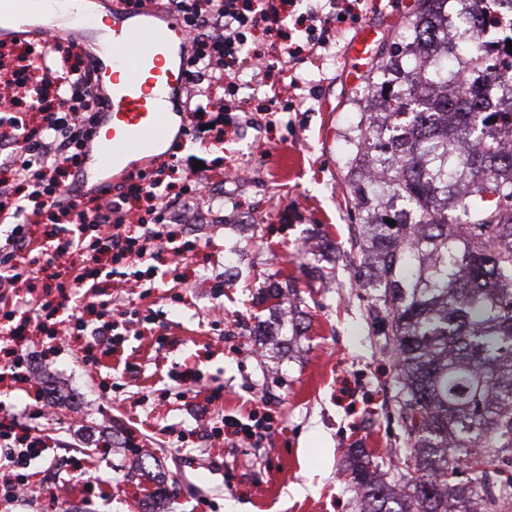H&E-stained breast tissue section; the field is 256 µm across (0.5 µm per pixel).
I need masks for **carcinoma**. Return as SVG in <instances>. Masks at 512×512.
<instances>
[{"label":"carcinoma","mask_w":512,"mask_h":512,"mask_svg":"<svg viewBox=\"0 0 512 512\" xmlns=\"http://www.w3.org/2000/svg\"><path fill=\"white\" fill-rule=\"evenodd\" d=\"M450 1L471 20L452 57L422 71L403 66L407 44H392L375 67L392 76L380 87L389 111L358 125L346 162L362 221L358 275L378 291L400 409L421 429L404 454L402 492L353 459L361 512H512V481L492 504L474 479L453 481L512 458V149L502 141L512 111L486 106L500 96L512 107V64L497 67L480 41L493 4L512 41V0H415L416 44L428 43ZM440 79L466 108L449 128L438 124L448 99L428 95ZM372 155L393 171L381 185L366 172Z\"/></svg>","instance_id":"carcinoma-1"}]
</instances>
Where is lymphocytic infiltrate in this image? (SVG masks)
I'll return each mask as SVG.
<instances>
[{
    "label": "lymphocytic infiltrate",
    "instance_id": "f902f5d3",
    "mask_svg": "<svg viewBox=\"0 0 512 512\" xmlns=\"http://www.w3.org/2000/svg\"><path fill=\"white\" fill-rule=\"evenodd\" d=\"M188 30L192 44L187 61L190 84L223 81L225 100L222 105L204 111H191L186 130L199 138L206 125L223 126L224 115L232 111L239 92L235 71L248 64L255 54L250 46L252 33L271 20L269 0H171ZM352 4L323 14L310 10L311 23L305 29V46L284 47L288 60H297L303 49L323 46L334 23L353 18ZM98 97L90 76L68 82L54 107L41 108L36 126L15 133L13 151L0 154V223L8 234L0 245V266L7 275L0 276V287L28 288L37 279V268L16 259L19 249L33 242L30 216L38 214L51 224L56 237L54 251L45 265L54 271L57 300H43L34 310L36 327L51 333L60 303L76 299L80 291H94L105 267L125 268L134 281L149 280L158 273L157 266L139 269L144 256L159 258L165 245L172 243L171 211L162 185L165 166L128 178L117 198L101 200L86 193L70 197L61 184L67 166H80L83 149L96 122ZM145 199L153 214L152 222H130L127 203L130 194ZM35 199V209H28L27 199ZM79 256L80 265L60 266L65 256ZM13 432L0 423V442L7 444V459L13 469L10 477L0 480V499L12 501L16 490L28 484L27 465L42 454L37 442L22 448L11 447Z\"/></svg>",
    "mask_w": 512,
    "mask_h": 512
}]
</instances>
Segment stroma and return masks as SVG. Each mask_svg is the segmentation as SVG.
<instances>
[{
  "label": "stroma",
  "mask_w": 512,
  "mask_h": 512,
  "mask_svg": "<svg viewBox=\"0 0 512 512\" xmlns=\"http://www.w3.org/2000/svg\"><path fill=\"white\" fill-rule=\"evenodd\" d=\"M414 0H359L356 21L335 24L325 47L286 71L259 35L260 64L239 74L237 106L223 141H171L166 153L204 158L224 173L221 190L200 188L208 224H180L178 275L109 279L113 312L136 303L152 322L85 366L84 336L32 333L35 376L0 378V406L45 450L32 460L30 489L0 512H358L344 476L348 451L370 458L402 452L410 424L399 413L390 339L374 325L375 289L355 276L359 219L344 200L350 139L375 105L380 83L349 44L366 26L375 53L406 41ZM294 111L267 124L268 87ZM244 178H234L236 170ZM282 292L277 312L264 294ZM295 320L303 336L258 335V321ZM201 374L199 391L223 386L200 418L178 396L171 372ZM43 394L46 413L24 409ZM263 403L271 437L253 447L210 437L216 413L247 415ZM96 434L83 447L74 432Z\"/></svg>",
  "instance_id": "1"
}]
</instances>
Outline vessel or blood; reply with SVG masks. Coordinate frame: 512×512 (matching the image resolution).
I'll use <instances>...</instances> for the list:
<instances>
[{
    "mask_svg": "<svg viewBox=\"0 0 512 512\" xmlns=\"http://www.w3.org/2000/svg\"><path fill=\"white\" fill-rule=\"evenodd\" d=\"M33 2L0 0V18L12 16L19 31H26L25 15ZM94 17L84 12L42 34L72 42L96 78L101 107L78 178L99 194L160 161L159 151L169 139H183L191 40L165 0H149L138 11H113L107 37L98 35Z\"/></svg>",
    "mask_w": 512,
    "mask_h": 512,
    "instance_id": "obj_1",
    "label": "vessel or blood"
}]
</instances>
